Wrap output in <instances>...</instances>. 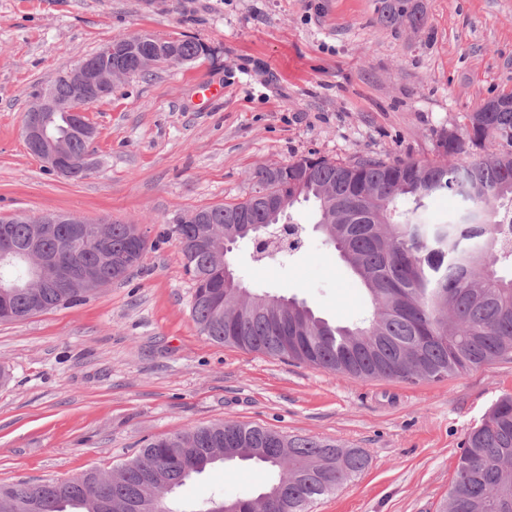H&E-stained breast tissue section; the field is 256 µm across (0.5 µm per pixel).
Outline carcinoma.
<instances>
[{
	"label": "carcinoma",
	"instance_id": "cac0c4a2",
	"mask_svg": "<svg viewBox=\"0 0 512 512\" xmlns=\"http://www.w3.org/2000/svg\"><path fill=\"white\" fill-rule=\"evenodd\" d=\"M379 20L408 22L419 30L423 16L411 0H381ZM176 45L179 63L209 53L196 39L154 38L149 49ZM464 133H444L442 155H473L463 165L443 161H385L359 158L335 162L304 157L270 176L252 173L254 189L243 202L196 210L215 225V242L185 244L195 225L176 224L187 274L193 281L192 317L206 339L288 362L306 364L359 379L440 380L500 359H512V108L465 116ZM267 192L292 208L313 201L317 228L367 290L370 315L344 325L322 318L295 298L271 303L265 294L241 297L224 279L213 250L221 237L244 240L247 224H277L285 214L255 202ZM454 199V217L429 223L428 200ZM70 225L38 239L45 254L57 252ZM134 224L114 222L105 236L85 241L72 257L74 269L98 262L109 283L125 280L138 265L147 241ZM0 322L71 306L97 293L95 288H26L33 225L0 220ZM278 456H252L273 448ZM254 462L277 473L269 486L288 483V510L260 496L223 499L237 512H310L322 496L352 481L368 465L361 448L331 440L284 435L261 425L221 421L147 443L124 464L117 478L89 472L49 487L17 483L0 486V512H145L159 490L147 470L168 473L175 488L218 463ZM213 496L199 504L166 499L168 512H209ZM440 512H512V395L498 399L463 442L462 453Z\"/></svg>",
	"mask_w": 512,
	"mask_h": 512
}]
</instances>
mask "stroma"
Segmentation results:
<instances>
[{
  "label": "stroma",
  "instance_id": "obj_1",
  "mask_svg": "<svg viewBox=\"0 0 512 512\" xmlns=\"http://www.w3.org/2000/svg\"><path fill=\"white\" fill-rule=\"evenodd\" d=\"M425 24L379 22L377 0H0V216L64 213L137 225L139 266L87 301L0 323V484L110 474L150 440L224 420L363 449L368 467L313 512H439L461 444L512 394V360L439 381L356 379L201 335L176 222L237 203L255 169L315 155L439 159L443 133L512 92V0H413ZM194 38L206 56L133 76L94 105L98 163L66 180L29 153L32 94L115 38ZM223 87L207 99L201 81ZM304 248L229 259L254 293L357 323L364 288L295 206ZM258 467L215 466L175 493L256 495Z\"/></svg>",
  "mask_w": 512,
  "mask_h": 512
}]
</instances>
